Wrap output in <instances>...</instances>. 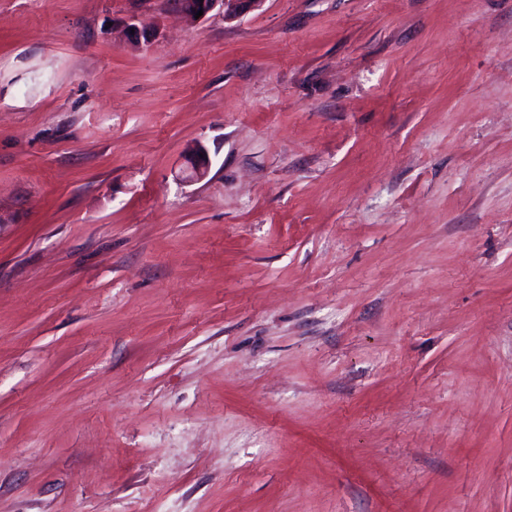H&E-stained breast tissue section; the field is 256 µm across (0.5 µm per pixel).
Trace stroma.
Here are the masks:
<instances>
[{"label": "stroma", "mask_w": 512, "mask_h": 512, "mask_svg": "<svg viewBox=\"0 0 512 512\" xmlns=\"http://www.w3.org/2000/svg\"><path fill=\"white\" fill-rule=\"evenodd\" d=\"M0 512H512V0H0ZM262 2L263 0H203L200 3V0H173L180 12L194 18L200 9H203V15L199 18H204L216 8L222 10L224 17L236 16L258 7Z\"/></svg>", "instance_id": "obj_1"}]
</instances>
